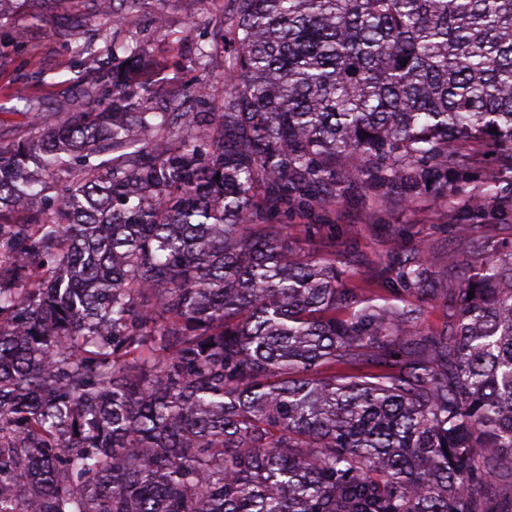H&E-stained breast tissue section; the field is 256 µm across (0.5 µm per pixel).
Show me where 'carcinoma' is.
<instances>
[{
    "instance_id": "carcinoma-1",
    "label": "carcinoma",
    "mask_w": 512,
    "mask_h": 512,
    "mask_svg": "<svg viewBox=\"0 0 512 512\" xmlns=\"http://www.w3.org/2000/svg\"><path fill=\"white\" fill-rule=\"evenodd\" d=\"M229 2L224 102L145 111L114 42L90 111L0 146V512H512V239L399 247L372 299L283 222L462 194L476 145L467 208L512 209V0ZM412 306L419 309V318L423 327L432 331L440 330L448 319V304L444 294L436 299L417 300L413 297L407 298Z\"/></svg>"
}]
</instances>
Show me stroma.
<instances>
[{"mask_svg":"<svg viewBox=\"0 0 512 512\" xmlns=\"http://www.w3.org/2000/svg\"><path fill=\"white\" fill-rule=\"evenodd\" d=\"M102 0H25L20 15L0 21V144L25 141L40 121L51 118L59 104L68 112H86L92 98L74 96L77 84L112 60L99 30L105 21ZM131 28L119 38H134L144 52V68L136 81L145 84L154 107L181 97L195 79H204L215 99L224 96V6L219 0H136ZM30 13L43 16L28 27ZM210 46L213 60L207 71L192 66L199 45ZM39 111L24 112L26 100ZM463 197L426 196L414 204L379 202L365 193L336 201L330 207L290 220L288 237L297 250L317 251L322 239L332 240L337 255L371 260L357 266L355 282L369 295L388 294L375 265L384 263L393 244L451 247L468 255L467 235H453L452 225L472 223Z\"/></svg>","mask_w":512,"mask_h":512,"instance_id":"1","label":"stroma"}]
</instances>
